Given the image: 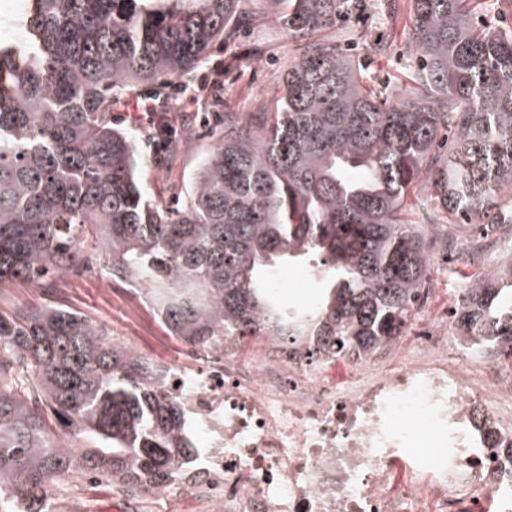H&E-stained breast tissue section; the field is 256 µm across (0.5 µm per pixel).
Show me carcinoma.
Masks as SVG:
<instances>
[{"label":"carcinoma","mask_w":512,"mask_h":512,"mask_svg":"<svg viewBox=\"0 0 512 512\" xmlns=\"http://www.w3.org/2000/svg\"><path fill=\"white\" fill-rule=\"evenodd\" d=\"M294 42L283 95L224 113L181 205L140 186L124 94L169 84L247 25L245 0H24L0 42V284L38 286L104 255L174 336L314 338L318 358L400 335L429 272L432 224H512V26L484 2L411 0L409 85L366 73L397 0H259ZM168 156L184 140L154 127ZM306 266L303 309L274 271ZM471 351L512 356V249L462 293ZM191 419L151 361L62 305L0 310V512H50L66 478L130 494L197 466Z\"/></svg>","instance_id":"1"}]
</instances>
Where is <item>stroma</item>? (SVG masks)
I'll use <instances>...</instances> for the list:
<instances>
[{"label": "stroma", "instance_id": "obj_1", "mask_svg": "<svg viewBox=\"0 0 512 512\" xmlns=\"http://www.w3.org/2000/svg\"><path fill=\"white\" fill-rule=\"evenodd\" d=\"M246 8L252 15L250 26L214 50L203 69L204 74L218 78L217 86L200 94L212 104L210 123L196 128L190 146L176 160L154 155L152 126L143 116L138 96H129L114 112L115 123L136 139L142 159L139 177L150 197L166 201L184 187L200 156L212 145L213 131L223 124L225 113L245 116L276 96L278 77L292 57L293 43L281 23L256 0H248ZM478 275V267L465 260L449 273L438 264H430L427 286L432 311L447 308L454 297L453 284ZM275 282L286 299L299 305L309 306L318 299V286L305 267H281ZM47 304L75 310L120 338H134L138 352L158 365L175 364L182 355V339L171 335L140 291L108 278L101 260L56 278L48 286L21 281L0 285L1 310ZM51 508L53 512H205L206 504L189 493L140 492L133 496L111 488L102 479L62 482Z\"/></svg>", "mask_w": 512, "mask_h": 512}]
</instances>
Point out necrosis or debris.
<instances>
[{"instance_id":"4bbe7bcc","label":"necrosis or debris","mask_w":512,"mask_h":512,"mask_svg":"<svg viewBox=\"0 0 512 512\" xmlns=\"http://www.w3.org/2000/svg\"><path fill=\"white\" fill-rule=\"evenodd\" d=\"M452 311L344 361L307 343L187 344L208 512H512V358L463 359Z\"/></svg>"}]
</instances>
